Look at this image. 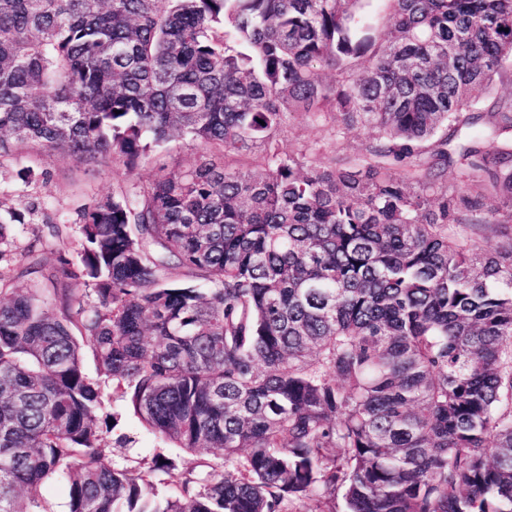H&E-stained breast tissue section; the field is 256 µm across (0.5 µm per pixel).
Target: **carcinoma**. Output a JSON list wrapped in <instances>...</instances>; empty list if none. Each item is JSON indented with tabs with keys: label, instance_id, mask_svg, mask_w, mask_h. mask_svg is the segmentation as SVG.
Returning a JSON list of instances; mask_svg holds the SVG:
<instances>
[{
	"label": "carcinoma",
	"instance_id": "cac0c4a2",
	"mask_svg": "<svg viewBox=\"0 0 512 512\" xmlns=\"http://www.w3.org/2000/svg\"><path fill=\"white\" fill-rule=\"evenodd\" d=\"M361 2L0 0V161L206 149L84 207L53 293L0 271V512H50L57 476L69 512H512V244L448 236L512 223V95L484 106L512 0H388L381 31ZM292 112L374 135L283 155ZM87 345L113 401L224 469L116 467ZM42 494L53 512H68L69 484L65 478L55 477L47 481Z\"/></svg>",
	"mask_w": 512,
	"mask_h": 512
}]
</instances>
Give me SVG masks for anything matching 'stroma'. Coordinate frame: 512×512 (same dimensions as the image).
I'll return each mask as SVG.
<instances>
[{"label": "stroma", "instance_id": "1", "mask_svg": "<svg viewBox=\"0 0 512 512\" xmlns=\"http://www.w3.org/2000/svg\"><path fill=\"white\" fill-rule=\"evenodd\" d=\"M370 136L368 129L354 127L338 137L307 115L295 113L289 117L278 145L280 152L293 154L314 146L326 161L336 155L352 157L361 153ZM202 152L201 146L189 140L171 142L159 149L157 156L144 159L129 172L110 160L87 166L35 145L22 147L13 159L0 164V209H27L24 223L13 225L8 242L0 244V252L10 261L11 287L19 291L30 287L32 278L24 272L30 259L42 261L50 270L57 266L59 256L74 258L76 219L81 207L119 188L148 183L158 165L170 170L187 169ZM26 168L36 174L28 184L19 177L20 170ZM47 215L52 217V224H44ZM55 225L61 228V236H53L51 228ZM99 418L109 423L104 443L117 467L143 469L150 466L156 454L170 451L167 444L148 435L120 403L105 400Z\"/></svg>", "mask_w": 512, "mask_h": 512}]
</instances>
